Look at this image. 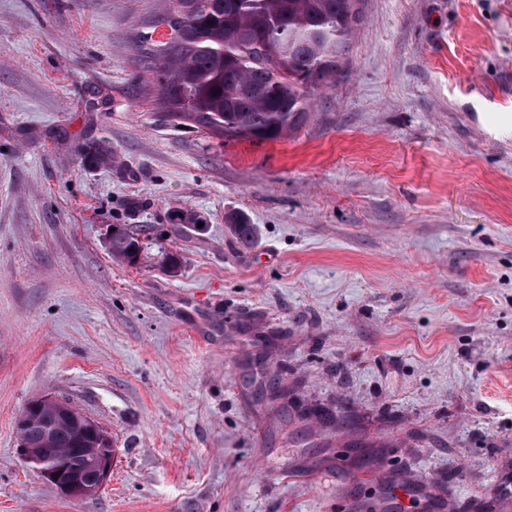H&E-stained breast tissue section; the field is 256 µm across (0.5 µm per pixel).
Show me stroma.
Listing matches in <instances>:
<instances>
[{"mask_svg": "<svg viewBox=\"0 0 512 512\" xmlns=\"http://www.w3.org/2000/svg\"><path fill=\"white\" fill-rule=\"evenodd\" d=\"M171 7L0 0V512H343L387 469L504 512L512 0H363L275 140L163 121L145 61ZM46 394L112 434L94 497L18 453ZM114 227L117 229H115L116 232L112 231L111 227L107 237L108 243L112 239V245L109 247V251L114 258L125 261L128 264H134L137 261L139 253L142 251V245L138 238L128 232L125 225L113 224V228ZM129 249H132V252H129Z\"/></svg>", "mask_w": 512, "mask_h": 512, "instance_id": "1", "label": "stroma"}]
</instances>
